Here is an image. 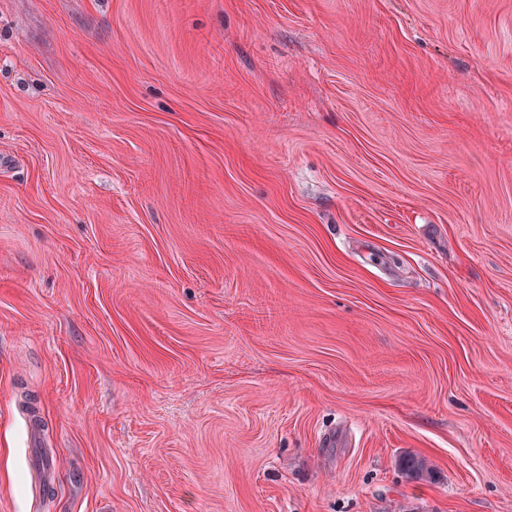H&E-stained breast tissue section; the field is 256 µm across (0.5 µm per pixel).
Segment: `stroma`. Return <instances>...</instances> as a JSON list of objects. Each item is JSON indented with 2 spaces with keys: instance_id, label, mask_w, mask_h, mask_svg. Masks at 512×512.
Listing matches in <instances>:
<instances>
[{
  "instance_id": "1",
  "label": "stroma",
  "mask_w": 512,
  "mask_h": 512,
  "mask_svg": "<svg viewBox=\"0 0 512 512\" xmlns=\"http://www.w3.org/2000/svg\"><path fill=\"white\" fill-rule=\"evenodd\" d=\"M0 512H512V0H0Z\"/></svg>"
}]
</instances>
